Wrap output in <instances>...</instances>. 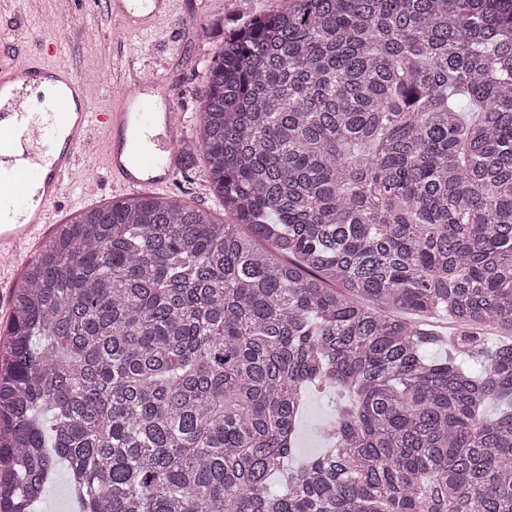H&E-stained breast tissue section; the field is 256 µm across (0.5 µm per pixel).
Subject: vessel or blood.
I'll return each mask as SVG.
<instances>
[{
	"label": "vessel or blood",
	"instance_id": "1",
	"mask_svg": "<svg viewBox=\"0 0 512 512\" xmlns=\"http://www.w3.org/2000/svg\"><path fill=\"white\" fill-rule=\"evenodd\" d=\"M171 0H106L121 29L149 30ZM52 82L50 98L39 88ZM149 81L98 99L71 68L50 63L24 43L0 44V256L23 259L46 230L79 158L94 149L92 130L106 129L105 168L126 190L169 184L180 169L182 121L172 97L147 98Z\"/></svg>",
	"mask_w": 512,
	"mask_h": 512
}]
</instances>
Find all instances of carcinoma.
<instances>
[{
  "mask_svg": "<svg viewBox=\"0 0 512 512\" xmlns=\"http://www.w3.org/2000/svg\"><path fill=\"white\" fill-rule=\"evenodd\" d=\"M180 154L234 221L130 194L14 289L0 512L61 467L79 512H512V0H287L224 36ZM335 399L336 397L331 390H319L311 393L297 428L296 447L298 448L308 441L312 443L313 448L307 454L296 450V460L316 455L324 448L326 439L323 434V427L334 414Z\"/></svg>",
  "mask_w": 512,
  "mask_h": 512,
  "instance_id": "carcinoma-1",
  "label": "carcinoma"
}]
</instances>
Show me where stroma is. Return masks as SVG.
<instances>
[{"label":"stroma","instance_id":"35a3bbf8","mask_svg":"<svg viewBox=\"0 0 512 512\" xmlns=\"http://www.w3.org/2000/svg\"><path fill=\"white\" fill-rule=\"evenodd\" d=\"M284 0H174L171 15L148 33L111 28L103 0H73L67 19L57 16V0H0L8 23L0 33L32 48L51 47V62L73 67L89 85L111 98L120 82L143 75L163 79L178 97L184 118L183 140L194 139L195 115L205 88V68L224 39V31L277 10ZM166 195L223 215L224 207L210 189L204 167L178 172ZM99 152L84 156L60 203L63 215L114 199ZM335 395L312 392L297 428L298 443L314 451L326 444L323 427L333 416Z\"/></svg>","mask_w":512,"mask_h":512}]
</instances>
